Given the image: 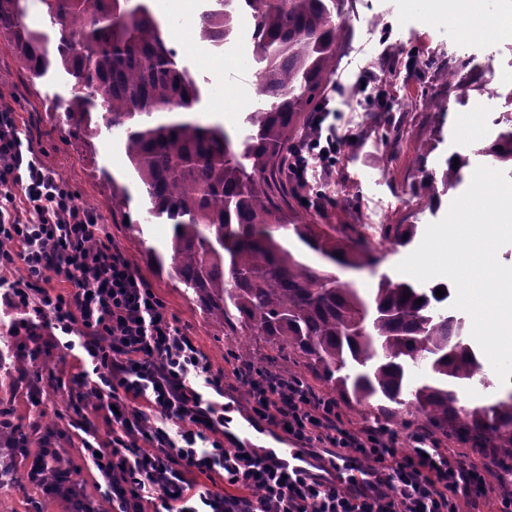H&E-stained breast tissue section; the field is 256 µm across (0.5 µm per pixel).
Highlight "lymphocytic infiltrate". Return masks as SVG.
<instances>
[{"label": "lymphocytic infiltrate", "mask_w": 512, "mask_h": 512, "mask_svg": "<svg viewBox=\"0 0 512 512\" xmlns=\"http://www.w3.org/2000/svg\"><path fill=\"white\" fill-rule=\"evenodd\" d=\"M323 113L288 159L294 187L305 186L310 160L334 166L338 145L322 135ZM0 291L33 324L75 337L92 373L74 376L113 410L112 441H84L87 464L112 496V512H464L498 474L421 434L409 447L383 427L346 426L335 399L251 363L233 370L253 417L309 453L354 457L365 483L322 484L268 455L226 447L224 375L169 313L166 304L113 244L99 215L33 148L11 104L0 101ZM55 451L44 448L24 473L71 512H97L69 476L49 480ZM223 477L230 490L196 489L193 473Z\"/></svg>", "instance_id": "1"}]
</instances>
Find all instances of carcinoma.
<instances>
[{
    "instance_id": "cac0c4a2",
    "label": "carcinoma",
    "mask_w": 512,
    "mask_h": 512,
    "mask_svg": "<svg viewBox=\"0 0 512 512\" xmlns=\"http://www.w3.org/2000/svg\"><path fill=\"white\" fill-rule=\"evenodd\" d=\"M58 31L54 50L23 22L20 0H0V34L38 77L60 62L74 79L66 120L90 125L91 110L124 130L134 178L145 187L148 219L172 225L168 254L147 261L178 281L212 320L237 336L235 354L252 361L242 334L263 336L283 357L275 372L308 382L288 364L300 360L329 393L348 404L392 416L415 413L433 433L456 435L488 455L512 459V391L472 406L457 388L481 368L464 319L440 308L450 295L383 277L369 294L336 273L308 264L362 269L375 259L350 225L293 222L272 186L291 152L303 113L318 108L336 68L344 33L333 19L336 0H214L200 15L199 41L224 47L241 17L253 22L254 107L243 139L198 115L202 90L174 50L147 0H43ZM512 164V134L482 150ZM448 162L441 177L420 180L423 196L437 184L461 182ZM285 229L296 242L274 232ZM422 303H417L418 299ZM0 441L26 446L29 435L8 420Z\"/></svg>"
}]
</instances>
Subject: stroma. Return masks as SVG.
<instances>
[{
	"mask_svg": "<svg viewBox=\"0 0 512 512\" xmlns=\"http://www.w3.org/2000/svg\"><path fill=\"white\" fill-rule=\"evenodd\" d=\"M499 9L500 0H471L464 10L456 0H339L346 34L330 81L341 84L342 91L332 95L322 130L336 136L341 151L335 168L308 174L320 194L317 202L304 204L285 178L278 196L290 205L292 216L357 227L377 262L357 272L339 271L341 280L373 288L381 277L400 279L396 266L416 245L389 240L388 225L413 224L425 231L460 194L455 188L433 200L424 198L419 192L422 175L444 169L459 154L467 159L463 178L471 180L475 168L487 162L481 148L512 131V36L486 31ZM175 51L202 88L203 116L223 123L231 135L243 136V119L252 106L249 83L238 87L245 95L239 111L222 119L212 105L224 81L223 72L214 67L222 53L196 43L190 34ZM367 69L380 77L379 87L361 88ZM451 70L459 78L453 87L445 79ZM72 84L59 66L33 76L9 40L0 39V96L13 106L20 127L30 131L35 150L81 203L101 216L114 243L208 354L214 371L223 373L225 403L245 410L244 390L233 375V337L201 312L181 284L147 261L146 249L165 250L171 227L141 222L147 197L129 170L121 129L108 127L97 110L90 131L68 126L65 104ZM381 94L389 110L377 109ZM431 100L436 108H428ZM116 184L129 195L121 209L112 204ZM18 342L32 343L37 361L29 368L18 364L0 372V407L22 425L40 419L55 421L56 427L47 436H33L15 454L16 473L27 469L42 446L66 448L74 481L91 499H100L96 473L80 453L81 439L89 430L99 443L111 442L112 422L96 400L79 399L71 388L73 376L85 368L79 352L67 347L63 337L31 325L23 309L0 298V347ZM36 382L43 389L38 400L31 393Z\"/></svg>",
	"mask_w": 512,
	"mask_h": 512,
	"instance_id": "obj_1",
	"label": "stroma"
}]
</instances>
